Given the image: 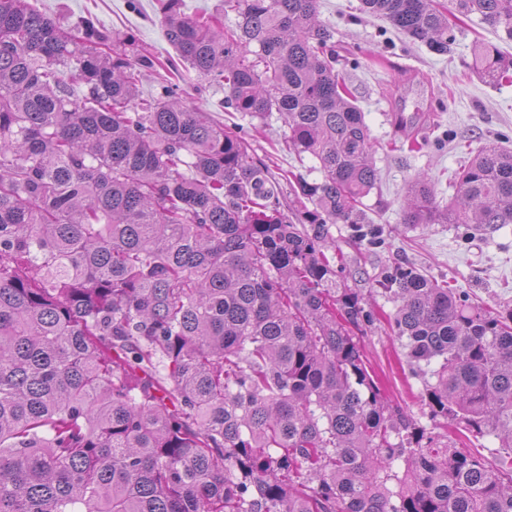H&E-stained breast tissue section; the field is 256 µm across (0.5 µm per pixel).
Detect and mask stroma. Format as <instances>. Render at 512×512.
<instances>
[{"label":"stroma","mask_w":512,"mask_h":512,"mask_svg":"<svg viewBox=\"0 0 512 512\" xmlns=\"http://www.w3.org/2000/svg\"><path fill=\"white\" fill-rule=\"evenodd\" d=\"M42 13L70 29L88 22L98 31L132 37L140 53L156 66L143 82L147 92L179 87L182 101L209 112L233 128L250 146L254 159L273 174L293 171L308 181L320 180L312 157L285 150L288 127L279 113L251 118L223 105L222 88L195 72L170 71L175 53L164 35L157 0H31ZM320 19L333 33L336 66L365 113L373 140L384 143L374 156L378 185L364 198L368 216L383 239L378 246L355 247L349 225L334 224L331 237L347 260L348 284L368 303L392 312L394 303L375 288L386 269L409 261L429 276L448 281L471 301L493 310L512 308V224L491 233L468 232L454 224H406L403 195L416 176L427 175L438 198L450 201L455 170L487 142L512 148V83L490 86L471 66L474 43H500L512 54V41L499 42L497 33L479 15L449 17L453 37L449 53L438 54L399 33L384 19L365 14L361 0H319ZM361 346L369 372L384 394L404 413L421 423L429 418L422 404L419 379L409 375L397 341L383 326L367 330Z\"/></svg>","instance_id":"35a3bbf8"}]
</instances>
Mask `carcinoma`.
Listing matches in <instances>:
<instances>
[{
    "instance_id": "cac0c4a2",
    "label": "carcinoma",
    "mask_w": 512,
    "mask_h": 512,
    "mask_svg": "<svg viewBox=\"0 0 512 512\" xmlns=\"http://www.w3.org/2000/svg\"><path fill=\"white\" fill-rule=\"evenodd\" d=\"M451 50L440 0H361ZM512 40V0H454ZM176 63L322 181L269 175L238 133L108 34L0 0V512H512V309L489 311L400 262L381 316L347 283L328 225L379 243L364 112L318 0H160ZM235 15L232 27L224 17ZM485 82L512 55L473 47ZM293 188L298 226L280 203ZM437 200L417 177L405 224H512V150L489 144ZM384 322L423 378L427 427L393 408L355 332ZM493 435V464L438 430Z\"/></svg>"
}]
</instances>
